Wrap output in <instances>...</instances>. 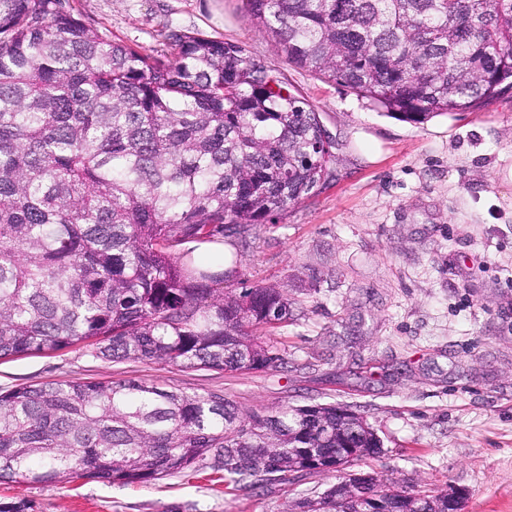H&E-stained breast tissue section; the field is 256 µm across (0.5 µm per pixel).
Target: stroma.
Here are the masks:
<instances>
[{
    "mask_svg": "<svg viewBox=\"0 0 512 512\" xmlns=\"http://www.w3.org/2000/svg\"><path fill=\"white\" fill-rule=\"evenodd\" d=\"M105 38L160 56L173 33L239 45L314 105L335 143L321 192L225 243L230 288L280 284L293 318L271 341L281 364L244 374L78 351L0 360V389L135 380L218 393L242 412L336 404L383 443L367 470L437 494L463 512H512V91L475 112L413 124L289 64L245 0H68ZM209 466L144 484L0 480V502L34 512H286L332 472L291 485L224 488Z\"/></svg>",
    "mask_w": 512,
    "mask_h": 512,
    "instance_id": "1",
    "label": "stroma"
}]
</instances>
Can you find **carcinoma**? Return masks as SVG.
<instances>
[{"instance_id":"cac0c4a2","label":"carcinoma","mask_w":512,"mask_h":512,"mask_svg":"<svg viewBox=\"0 0 512 512\" xmlns=\"http://www.w3.org/2000/svg\"><path fill=\"white\" fill-rule=\"evenodd\" d=\"M288 63L421 124L512 89V0H246ZM141 53L65 0H0V360L106 361L247 373L293 317L282 286L224 287L195 247L243 240L329 181L318 113L235 44L173 33ZM191 245L185 250L183 246ZM334 404L243 416L224 396L137 381L0 391V479L123 484L224 457V488L294 483L381 453ZM448 512V492L343 475L300 512Z\"/></svg>"}]
</instances>
